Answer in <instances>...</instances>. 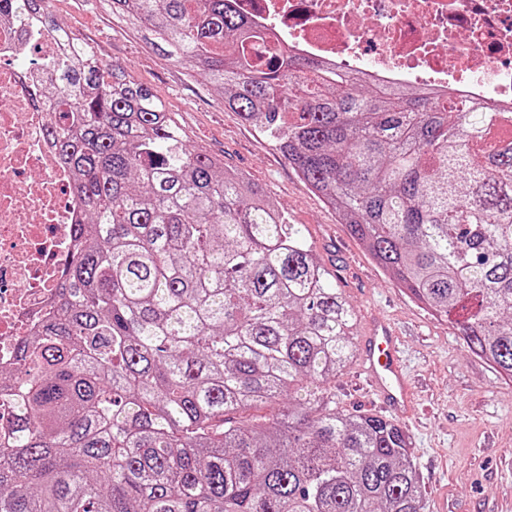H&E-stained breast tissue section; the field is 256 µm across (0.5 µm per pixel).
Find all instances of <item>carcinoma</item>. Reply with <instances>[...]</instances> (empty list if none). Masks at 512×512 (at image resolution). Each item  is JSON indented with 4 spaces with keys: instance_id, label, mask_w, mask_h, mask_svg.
Masks as SVG:
<instances>
[{
    "instance_id": "obj_1",
    "label": "carcinoma",
    "mask_w": 512,
    "mask_h": 512,
    "mask_svg": "<svg viewBox=\"0 0 512 512\" xmlns=\"http://www.w3.org/2000/svg\"><path fill=\"white\" fill-rule=\"evenodd\" d=\"M105 2L274 135L374 261L512 381V111L377 95L289 50L260 61L234 0ZM1 21L32 44L36 23L59 31L63 53L32 65L85 218L58 313L0 386V512H423L403 428L329 397L357 315L299 225L48 0H0Z\"/></svg>"
}]
</instances>
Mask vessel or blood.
<instances>
[{"label":"vessel or blood","instance_id":"1","mask_svg":"<svg viewBox=\"0 0 512 512\" xmlns=\"http://www.w3.org/2000/svg\"><path fill=\"white\" fill-rule=\"evenodd\" d=\"M362 370L369 389L379 404L404 414L413 407L412 383L400 350V337L383 321L370 323L362 341Z\"/></svg>","mask_w":512,"mask_h":512}]
</instances>
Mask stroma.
<instances>
[{"label":"stroma","mask_w":512,"mask_h":512,"mask_svg":"<svg viewBox=\"0 0 512 512\" xmlns=\"http://www.w3.org/2000/svg\"><path fill=\"white\" fill-rule=\"evenodd\" d=\"M51 11L98 57L118 63L149 87L172 113L190 144L259 184L300 225L307 245L331 271L357 311L358 332L376 316L404 337L403 357L415 386L417 411L398 417L410 437L424 512H512V383L470 353L456 328L418 307L341 224L335 210L297 175L275 141L226 111L222 94L202 77L157 55L102 0H52ZM358 363L331 384L337 409L382 414L356 387Z\"/></svg>","instance_id":"35a3bbf8"}]
</instances>
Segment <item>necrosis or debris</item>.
<instances>
[{
    "label": "necrosis or debris",
    "instance_id": "necrosis-or-debris-1",
    "mask_svg": "<svg viewBox=\"0 0 512 512\" xmlns=\"http://www.w3.org/2000/svg\"><path fill=\"white\" fill-rule=\"evenodd\" d=\"M282 47L369 74L382 93L430 85L512 106V0H236ZM34 70L18 33L0 26V369L19 337L58 312L61 274L75 242L79 203L48 137L54 115L36 103Z\"/></svg>",
    "mask_w": 512,
    "mask_h": 512
}]
</instances>
